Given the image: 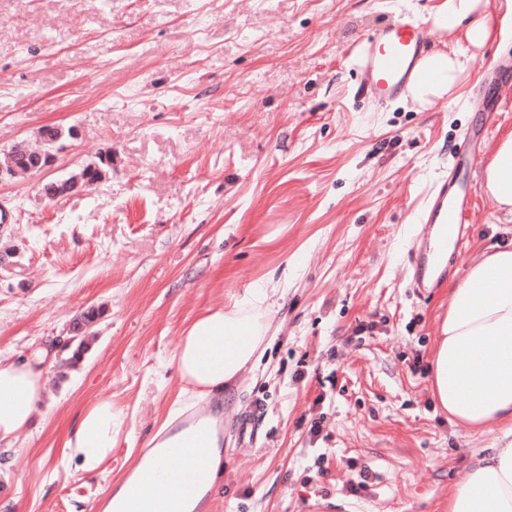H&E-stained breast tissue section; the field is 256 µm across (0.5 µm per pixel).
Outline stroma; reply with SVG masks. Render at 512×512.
I'll return each instance as SVG.
<instances>
[{"label": "stroma", "instance_id": "obj_1", "mask_svg": "<svg viewBox=\"0 0 512 512\" xmlns=\"http://www.w3.org/2000/svg\"><path fill=\"white\" fill-rule=\"evenodd\" d=\"M446 3L0 0V152L60 125L80 136L43 177L112 155L101 182L52 202L43 177L0 181V354L48 353L43 403L0 451V512H96L179 396L186 327L271 281L269 343L219 396L210 512H446L488 438L435 407L437 328L457 269L511 243L512 215L476 192L456 269L430 292L409 288L410 258L461 135L486 127L482 166L512 132L511 80L497 115L472 105L512 33L496 22L428 107L371 105L353 52L403 15L447 49ZM102 398L123 418L90 476L62 438Z\"/></svg>", "mask_w": 512, "mask_h": 512}]
</instances>
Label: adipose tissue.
<instances>
[{
    "mask_svg": "<svg viewBox=\"0 0 512 512\" xmlns=\"http://www.w3.org/2000/svg\"><path fill=\"white\" fill-rule=\"evenodd\" d=\"M482 0H448L437 20L443 31L464 30L469 45L488 41L494 14ZM470 62L460 50L431 52L411 89L433 103L450 93ZM486 196L512 214V132L498 143L482 172ZM275 290L253 288L231 306L197 317L181 336L173 360L185 394L202 399L223 392L249 372L266 334ZM35 362L0 355V443L28 428L43 394ZM432 397L458 429L489 434L476 451L466 482L448 491V512H512V246L494 245L473 256L448 293L431 357ZM121 423L111 400H97L64 446L80 469L96 474L109 457Z\"/></svg>",
    "mask_w": 512,
    "mask_h": 512,
    "instance_id": "obj_1",
    "label": "adipose tissue"
}]
</instances>
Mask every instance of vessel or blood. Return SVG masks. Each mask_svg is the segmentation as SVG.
I'll use <instances>...</instances> for the list:
<instances>
[{
  "label": "vessel or blood",
  "mask_w": 512,
  "mask_h": 512,
  "mask_svg": "<svg viewBox=\"0 0 512 512\" xmlns=\"http://www.w3.org/2000/svg\"><path fill=\"white\" fill-rule=\"evenodd\" d=\"M428 52L422 26L411 18H399L394 24L379 29L356 45V59L365 81L361 94L371 103L383 106L407 94L417 76L419 66ZM473 148L463 140L456 162L447 177L429 191L420 221L430 228L441 229L436 247L418 251L412 258L414 288L435 287L448 265L449 249L458 248L463 240L464 223L476 188L470 179ZM207 420L213 435L224 434V413L217 404L190 410L182 419L183 425ZM200 446L187 448L165 447L162 455L171 460V467L148 465L142 472L143 481L155 488L176 483L178 498L156 497L153 512H184L185 502L195 499L204 488L205 477L196 458Z\"/></svg>",
  "instance_id": "1"
}]
</instances>
